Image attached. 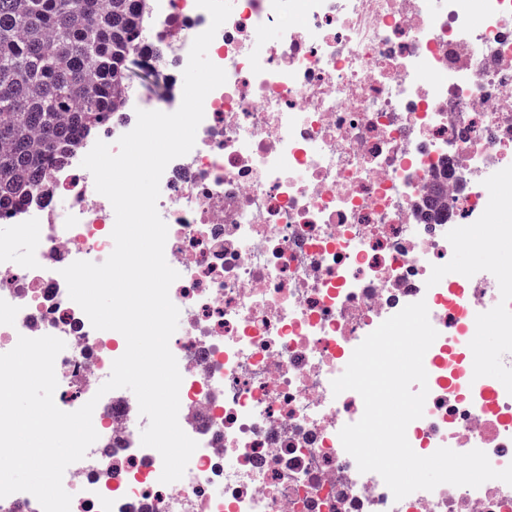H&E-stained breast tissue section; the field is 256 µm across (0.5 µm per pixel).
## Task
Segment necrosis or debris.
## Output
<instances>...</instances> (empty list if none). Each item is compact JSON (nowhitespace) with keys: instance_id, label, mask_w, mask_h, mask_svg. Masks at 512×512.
<instances>
[{"instance_id":"obj_1","label":"necrosis or debris","mask_w":512,"mask_h":512,"mask_svg":"<svg viewBox=\"0 0 512 512\" xmlns=\"http://www.w3.org/2000/svg\"><path fill=\"white\" fill-rule=\"evenodd\" d=\"M210 23L196 0H147L141 56L166 69L167 94L126 95L104 142L137 110L180 107L179 75ZM210 49L227 80L157 201L179 274L178 419L198 443L182 479L161 483L137 399L98 395L120 334L94 329L60 274L114 248L113 207L81 165L94 139L52 168L46 195L0 215L14 231L0 238V351L62 339L61 399L97 402L99 438L63 476L70 512H512L499 480L394 499L339 437L361 396L331 386L368 334L425 301L438 337L410 446L512 464V385L469 368L477 336L512 335L498 322L512 272L456 263L474 226L481 243L512 245V0H234ZM19 239L22 266L8 259Z\"/></svg>"}]
</instances>
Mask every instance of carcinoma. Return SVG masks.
Here are the masks:
<instances>
[{
	"label": "carcinoma",
	"instance_id": "obj_1",
	"mask_svg": "<svg viewBox=\"0 0 512 512\" xmlns=\"http://www.w3.org/2000/svg\"><path fill=\"white\" fill-rule=\"evenodd\" d=\"M146 0H0V213L47 191L131 91Z\"/></svg>",
	"mask_w": 512,
	"mask_h": 512
}]
</instances>
